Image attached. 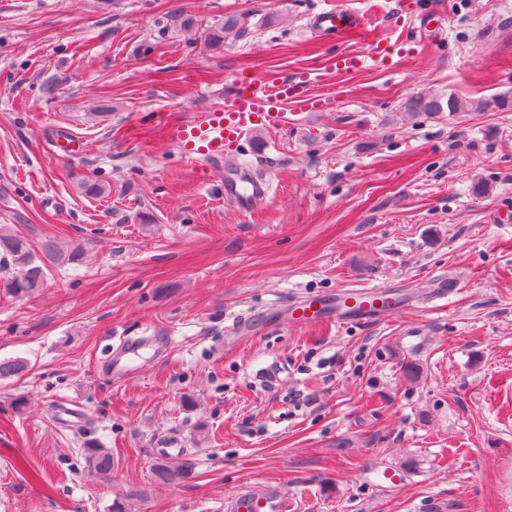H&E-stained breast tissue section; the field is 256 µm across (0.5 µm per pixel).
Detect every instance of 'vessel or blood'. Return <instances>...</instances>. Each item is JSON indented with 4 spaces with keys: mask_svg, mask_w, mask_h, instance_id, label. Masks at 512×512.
<instances>
[{
    "mask_svg": "<svg viewBox=\"0 0 512 512\" xmlns=\"http://www.w3.org/2000/svg\"><path fill=\"white\" fill-rule=\"evenodd\" d=\"M317 26L328 37H346L358 33L363 25L345 5L322 11ZM386 46L376 45L369 58L346 55L336 66L342 71H355L366 62L387 60ZM310 75L293 79L249 77L238 80L217 106L197 112L188 120L170 125L168 139L190 159L224 164V195L246 205L264 197L262 181L247 171L227 166L226 161L238 141L253 131L278 129L287 122L285 104L291 103L302 112H323L333 108L330 99L313 97L309 92ZM404 301L393 298L391 287L339 288L330 293H315L276 304L267 315L269 322L293 328L333 325L339 328L366 324L404 310ZM138 340H126L108 357L113 374L126 376L134 369V359L141 349ZM225 512H294L287 491L279 485L254 483L232 492L224 501Z\"/></svg>",
    "mask_w": 512,
    "mask_h": 512,
    "instance_id": "1",
    "label": "vessel or blood"
}]
</instances>
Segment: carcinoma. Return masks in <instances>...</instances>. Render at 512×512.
Masks as SVG:
<instances>
[{
	"instance_id": "obj_1",
	"label": "carcinoma",
	"mask_w": 512,
	"mask_h": 512,
	"mask_svg": "<svg viewBox=\"0 0 512 512\" xmlns=\"http://www.w3.org/2000/svg\"><path fill=\"white\" fill-rule=\"evenodd\" d=\"M486 108L511 111L512 97L465 100L454 93L425 92L410 97L404 105V111L412 118H427L442 112L452 116L456 112ZM81 258L79 250H67L51 238L44 240L37 251L26 238L0 225V289L12 297H30L44 288L49 265L63 266ZM81 455L88 470L102 475L112 471V453L98 443H85Z\"/></svg>"
}]
</instances>
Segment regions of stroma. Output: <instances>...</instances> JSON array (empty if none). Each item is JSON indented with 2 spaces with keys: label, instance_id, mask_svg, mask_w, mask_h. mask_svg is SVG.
<instances>
[{
  "label": "stroma",
  "instance_id": "35a3bbf8",
  "mask_svg": "<svg viewBox=\"0 0 512 512\" xmlns=\"http://www.w3.org/2000/svg\"><path fill=\"white\" fill-rule=\"evenodd\" d=\"M336 2L0 0V225L85 253L34 296L0 293V360L24 364L0 380V512L122 496L224 512L253 481L284 485L295 512H512V111L403 110L426 91L512 96V0H349L366 36L324 43L309 24ZM230 14L242 31L208 44ZM372 41L386 65L332 68ZM308 71L335 106H287L281 129L245 137L239 160L268 184L250 211L223 167L165 136L235 74ZM67 138L86 152L57 155ZM431 279L446 298L376 323L262 319L306 293ZM245 313L255 331L225 347ZM122 336L170 347L113 378L100 362ZM62 405L78 427L56 422ZM90 440L110 475L85 469ZM170 441L193 467L167 484L152 450ZM388 467L399 485H377Z\"/></svg>",
  "mask_w": 512,
  "mask_h": 512
}]
</instances>
